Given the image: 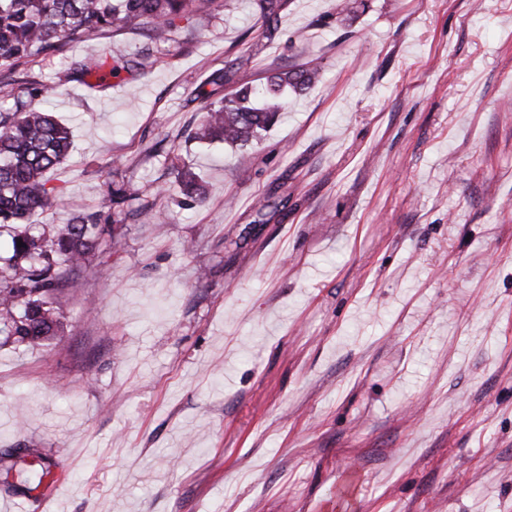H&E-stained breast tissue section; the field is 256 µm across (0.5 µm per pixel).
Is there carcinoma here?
<instances>
[{
  "instance_id": "1",
  "label": "carcinoma",
  "mask_w": 512,
  "mask_h": 512,
  "mask_svg": "<svg viewBox=\"0 0 512 512\" xmlns=\"http://www.w3.org/2000/svg\"><path fill=\"white\" fill-rule=\"evenodd\" d=\"M288 0H255L265 33L273 37ZM217 0H0V235L11 238L12 253L0 257V343L51 346L63 330L65 291L87 271L90 257L112 235L117 216L139 195L131 180L110 181L101 207L78 211L64 224H37L34 218L55 207L61 190L47 174L68 156L72 133L33 103L73 79L102 83L121 72L137 74L151 64L154 48L167 43L192 17L211 18ZM112 32H134L145 39L135 54L113 63L102 58L74 59L44 83L26 67L39 57L61 54L68 45ZM320 68L308 63L277 71L258 85L243 83L222 93L232 74L218 71L213 88L191 92L204 115L191 133L199 143L245 145L273 126L284 109L288 90L303 92L319 81ZM185 200L201 206L206 195L197 175L177 171ZM23 245H17V242ZM14 462L0 471L6 487L31 494L51 469L38 448H14Z\"/></svg>"
}]
</instances>
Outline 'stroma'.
Masks as SVG:
<instances>
[{"label": "stroma", "instance_id": "obj_1", "mask_svg": "<svg viewBox=\"0 0 512 512\" xmlns=\"http://www.w3.org/2000/svg\"><path fill=\"white\" fill-rule=\"evenodd\" d=\"M253 0L176 31L146 73L60 87L74 136L43 224L108 173L153 211L68 290L57 345L0 347V453L41 449L21 512H512V0ZM131 33L37 59L128 56ZM306 61L248 147L189 140L192 90ZM207 194L179 205L176 170ZM166 223H158V212ZM206 262L207 278L197 266ZM287 3L288 0H255L256 7L265 25V33L269 38L277 33L278 18L286 8Z\"/></svg>", "mask_w": 512, "mask_h": 512}]
</instances>
